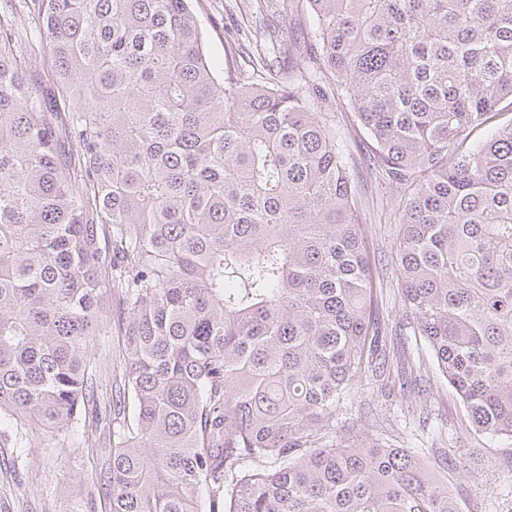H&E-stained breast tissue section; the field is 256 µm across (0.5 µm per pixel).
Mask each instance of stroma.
<instances>
[{
	"instance_id": "stroma-1",
	"label": "stroma",
	"mask_w": 512,
	"mask_h": 512,
	"mask_svg": "<svg viewBox=\"0 0 512 512\" xmlns=\"http://www.w3.org/2000/svg\"><path fill=\"white\" fill-rule=\"evenodd\" d=\"M215 57L232 55L242 75L254 83L277 71L301 68L310 51L306 9L287 0H197ZM265 50L263 71L249 61ZM336 130L363 224L373 269L374 296L381 319L392 327L391 353L418 361L421 374L406 381L390 376L391 394L365 384L337 410L336 439L351 445L379 443L430 455L462 512H512V440L467 427L459 397L440 374L425 344L405 324L395 267L400 195L368 168L369 140L353 112L337 103ZM119 345L111 329L89 344L97 366L94 401L86 415L88 446L55 448L43 434L27 429L23 442L0 438V512H101L88 505L92 481L112 453V353Z\"/></svg>"
}]
</instances>
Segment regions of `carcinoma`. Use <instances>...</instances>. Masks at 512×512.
Here are the masks:
<instances>
[{
	"instance_id": "1",
	"label": "carcinoma",
	"mask_w": 512,
	"mask_h": 512,
	"mask_svg": "<svg viewBox=\"0 0 512 512\" xmlns=\"http://www.w3.org/2000/svg\"><path fill=\"white\" fill-rule=\"evenodd\" d=\"M305 2L318 105L214 59L191 0H19L28 53L0 17V427L74 443L112 289L109 512H461L420 454L332 439L346 393L405 367L338 95L404 192L413 335L512 439V0Z\"/></svg>"
}]
</instances>
